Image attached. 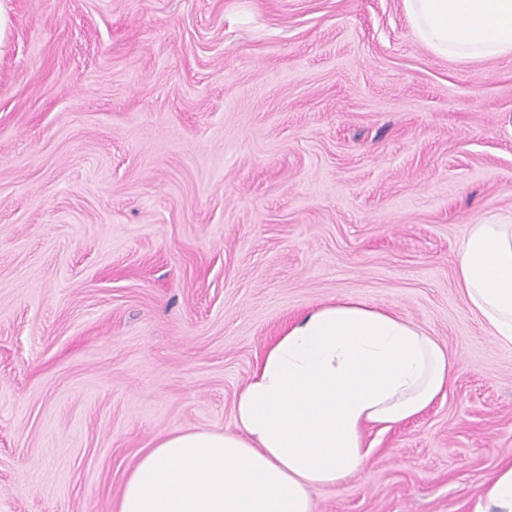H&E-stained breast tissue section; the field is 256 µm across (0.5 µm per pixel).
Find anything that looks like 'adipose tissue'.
Here are the masks:
<instances>
[{
  "label": "adipose tissue",
  "mask_w": 512,
  "mask_h": 512,
  "mask_svg": "<svg viewBox=\"0 0 512 512\" xmlns=\"http://www.w3.org/2000/svg\"><path fill=\"white\" fill-rule=\"evenodd\" d=\"M422 43L458 61L512 56V0H402ZM456 279L492 336L512 345V221L470 225ZM453 361L417 324L365 302L319 305L267 347L231 432L175 430L126 476L116 512H313L311 491L369 461L367 428L422 414ZM474 512H512V461Z\"/></svg>",
  "instance_id": "obj_1"
}]
</instances>
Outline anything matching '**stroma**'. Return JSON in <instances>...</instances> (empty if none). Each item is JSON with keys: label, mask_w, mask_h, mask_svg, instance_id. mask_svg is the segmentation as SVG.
<instances>
[{"label": "stroma", "mask_w": 512, "mask_h": 512, "mask_svg": "<svg viewBox=\"0 0 512 512\" xmlns=\"http://www.w3.org/2000/svg\"><path fill=\"white\" fill-rule=\"evenodd\" d=\"M0 58V512H114L161 435L230 430L267 345L352 297L454 364L314 512H473L512 346L455 278L512 217V57L402 0H11Z\"/></svg>", "instance_id": "35a3bbf8"}]
</instances>
